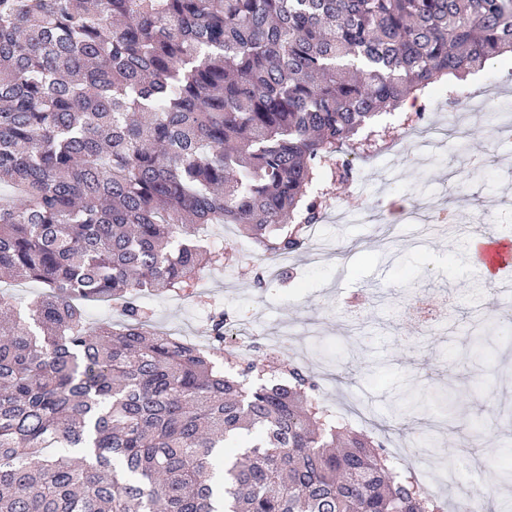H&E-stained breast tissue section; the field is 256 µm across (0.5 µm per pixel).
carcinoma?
<instances>
[{
  "label": "carcinoma",
  "instance_id": "obj_1",
  "mask_svg": "<svg viewBox=\"0 0 512 512\" xmlns=\"http://www.w3.org/2000/svg\"><path fill=\"white\" fill-rule=\"evenodd\" d=\"M506 52L512 0H0V272L44 286L0 296V512H442L302 366L138 298L223 265L204 224L300 250L334 153Z\"/></svg>",
  "mask_w": 512,
  "mask_h": 512
}]
</instances>
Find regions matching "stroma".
Instances as JSON below:
<instances>
[{
	"instance_id": "obj_1",
	"label": "stroma",
	"mask_w": 512,
	"mask_h": 512,
	"mask_svg": "<svg viewBox=\"0 0 512 512\" xmlns=\"http://www.w3.org/2000/svg\"><path fill=\"white\" fill-rule=\"evenodd\" d=\"M464 91L478 94L483 112L471 115L466 141L459 149L458 105L446 99L443 86L431 89L426 125L439 137L427 182L415 185L417 163L401 132L407 111L395 109L386 121L394 134L383 152L355 161L353 179L342 184L324 179L326 203L350 210L346 222L328 218L319 238L329 250L318 262L308 252L292 253L283 280L257 287L264 265L234 225L215 224L232 258L203 277L205 297L178 302L149 297L145 304L155 323L205 340L210 313L232 309L256 346H263L282 324H290L294 346H301L308 327L321 334L309 348L305 368L319 384L325 404L347 402L363 409L367 421L354 422L385 447L409 444L413 468L428 473H458L462 489L444 488L447 506L475 496L486 512H512V270L498 285H479V275L462 251L464 242L500 233L503 217H512V137L502 134L490 107L512 102V56L494 61L492 71L468 76ZM486 166L469 175V155ZM401 199L419 220L391 221L387 207ZM457 214L454 233L425 234L421 220L445 210ZM427 273L418 288L432 299L450 302L442 325L426 331L406 311L405 283ZM360 303L362 317L346 312L349 300ZM453 389L460 413L448 418L436 403L415 408L407 395ZM452 422L454 438L473 441L469 453L437 447L429 432Z\"/></svg>"
}]
</instances>
